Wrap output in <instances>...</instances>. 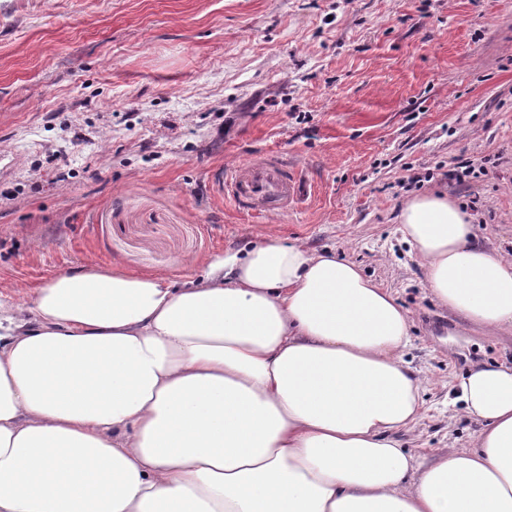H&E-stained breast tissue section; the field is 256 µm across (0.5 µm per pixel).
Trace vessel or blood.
Instances as JSON below:
<instances>
[{
	"instance_id": "b4317fda",
	"label": "vessel or blood",
	"mask_w": 512,
	"mask_h": 512,
	"mask_svg": "<svg viewBox=\"0 0 512 512\" xmlns=\"http://www.w3.org/2000/svg\"><path fill=\"white\" fill-rule=\"evenodd\" d=\"M221 186L241 210L280 215L301 195L299 179L287 165L257 158L227 170Z\"/></svg>"
}]
</instances>
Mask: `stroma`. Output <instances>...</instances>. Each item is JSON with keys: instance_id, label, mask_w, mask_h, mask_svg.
<instances>
[{"instance_id": "35a3bbf8", "label": "stroma", "mask_w": 512, "mask_h": 512, "mask_svg": "<svg viewBox=\"0 0 512 512\" xmlns=\"http://www.w3.org/2000/svg\"><path fill=\"white\" fill-rule=\"evenodd\" d=\"M259 156L304 192L282 216L216 187ZM419 175L411 183L409 175ZM447 192L512 254V0H0V298L81 266L179 282L274 235L357 263L407 310L429 457L512 337L463 329L402 239L408 198Z\"/></svg>"}]
</instances>
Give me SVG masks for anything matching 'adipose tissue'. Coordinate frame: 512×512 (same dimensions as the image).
<instances>
[{"instance_id":"1","label":"adipose tissue","mask_w":512,"mask_h":512,"mask_svg":"<svg viewBox=\"0 0 512 512\" xmlns=\"http://www.w3.org/2000/svg\"><path fill=\"white\" fill-rule=\"evenodd\" d=\"M399 222L437 301L512 335V256L444 192ZM408 342L359 265L276 237L178 286L55 276L0 300V512H512V367L461 378L477 434L419 458Z\"/></svg>"}]
</instances>
